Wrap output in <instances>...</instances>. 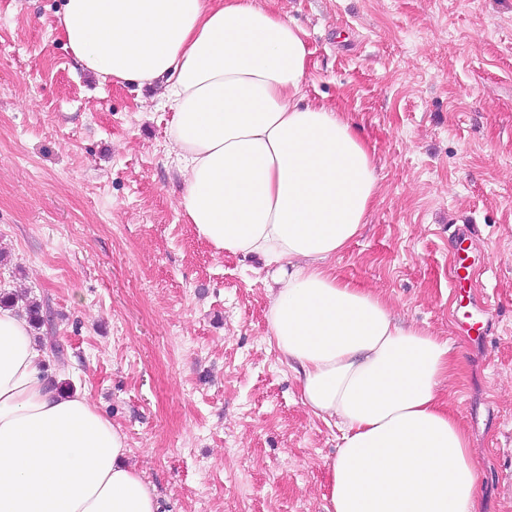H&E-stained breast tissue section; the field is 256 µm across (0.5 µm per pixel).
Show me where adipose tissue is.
I'll return each instance as SVG.
<instances>
[{
  "mask_svg": "<svg viewBox=\"0 0 512 512\" xmlns=\"http://www.w3.org/2000/svg\"><path fill=\"white\" fill-rule=\"evenodd\" d=\"M59 22L83 70L159 86L187 222L214 251L267 268L281 359L342 431L327 512H478L468 435L437 395L447 340L398 323L328 265L380 184L350 118L305 103L300 31L259 0H63ZM48 359L0 307V512H158L120 427L86 391L60 390Z\"/></svg>",
  "mask_w": 512,
  "mask_h": 512,
  "instance_id": "ef3b65f1",
  "label": "adipose tissue"
}]
</instances>
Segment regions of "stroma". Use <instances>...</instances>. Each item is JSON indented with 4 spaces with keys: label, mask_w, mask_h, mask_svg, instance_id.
Masks as SVG:
<instances>
[{
    "label": "stroma",
    "mask_w": 512,
    "mask_h": 512,
    "mask_svg": "<svg viewBox=\"0 0 512 512\" xmlns=\"http://www.w3.org/2000/svg\"><path fill=\"white\" fill-rule=\"evenodd\" d=\"M312 50L304 93L376 159L368 224L334 261L399 322L448 338L480 512H512V0H264ZM62 0H0V291L119 425L158 512H327L339 426L314 416L267 324L261 262L187 224L153 91L99 83ZM471 268L458 295V248ZM491 307L486 336L460 327Z\"/></svg>",
    "instance_id": "obj_1"
}]
</instances>
